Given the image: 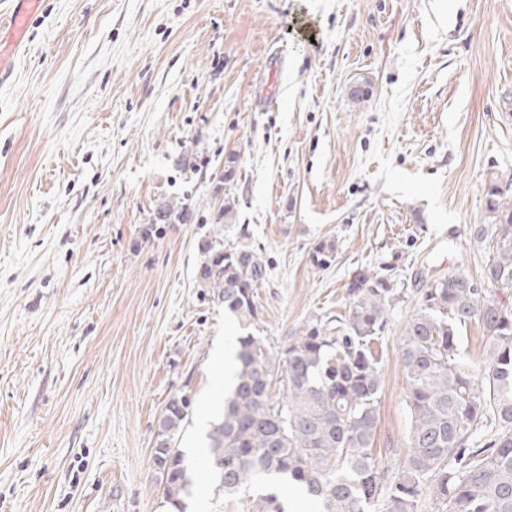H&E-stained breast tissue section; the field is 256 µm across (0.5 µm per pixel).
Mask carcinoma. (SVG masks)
Segmentation results:
<instances>
[{"label": "carcinoma", "mask_w": 512, "mask_h": 512, "mask_svg": "<svg viewBox=\"0 0 512 512\" xmlns=\"http://www.w3.org/2000/svg\"><path fill=\"white\" fill-rule=\"evenodd\" d=\"M226 162L224 204L216 231L198 243L194 279L247 333L238 337L232 390L207 434L210 480L226 494L253 481L294 487L318 512H418L427 492L445 512H512V307L499 300V291L512 288V186L489 184L485 215L470 225V239L488 254L480 279L459 270L432 281L404 325L409 443L404 461L383 470L374 455L382 373L371 345L403 296L393 267L357 269L346 286L348 313L311 320L272 354L250 331L259 321L255 297L266 265L245 232L243 241L224 246L221 226L236 220V154ZM161 205L164 217H153L146 239L193 217L179 199ZM336 249L333 240L317 243L313 265L330 267ZM471 320L490 340L477 372L463 361L458 335ZM190 408L186 394L169 399L153 450L168 460L160 471L163 499L177 512L194 483L177 446ZM250 504L249 512H286L272 488Z\"/></svg>", "instance_id": "carcinoma-1"}]
</instances>
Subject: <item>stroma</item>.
Here are the masks:
<instances>
[{"mask_svg":"<svg viewBox=\"0 0 512 512\" xmlns=\"http://www.w3.org/2000/svg\"><path fill=\"white\" fill-rule=\"evenodd\" d=\"M232 152L224 240L248 228L268 263L270 351L343 312L357 268L395 264L373 349L376 454L396 464L403 326L429 282L480 274L469 227L489 182L512 183V0H40L0 85V512H170L152 452L181 393L186 512L260 494L202 467L243 333L194 280ZM172 196L193 219L143 239Z\"/></svg>","mask_w":512,"mask_h":512,"instance_id":"1","label":"stroma"}]
</instances>
